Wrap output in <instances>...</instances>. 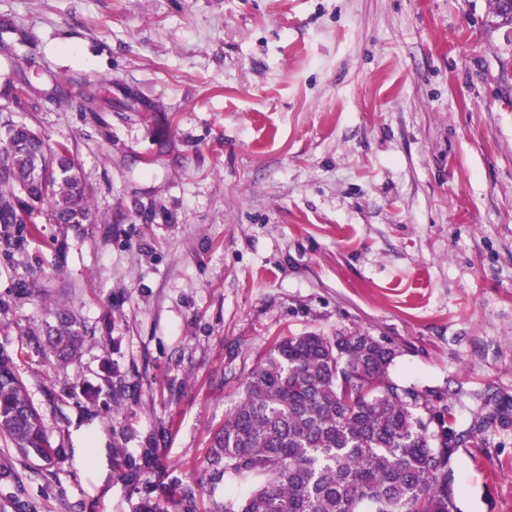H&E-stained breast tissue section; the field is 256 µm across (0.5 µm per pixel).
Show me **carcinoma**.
<instances>
[{"label":"carcinoma","mask_w":512,"mask_h":512,"mask_svg":"<svg viewBox=\"0 0 512 512\" xmlns=\"http://www.w3.org/2000/svg\"><path fill=\"white\" fill-rule=\"evenodd\" d=\"M0 259L41 239L47 224H94L91 190L74 154L0 113ZM44 275L25 270L16 288L31 293ZM36 351L59 364L79 353L88 330L66 306L53 312ZM394 353L355 332L275 339L243 382L224 425L212 433L206 464L161 503L152 496L156 449H114V464L144 495L135 512H452L446 429H431L419 396L388 379ZM0 512H40L25 496L14 453L53 468L40 412L19 378L15 354L0 347ZM251 482L239 499L231 487Z\"/></svg>","instance_id":"cac0c4a2"}]
</instances>
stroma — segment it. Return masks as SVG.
Instances as JSON below:
<instances>
[{
  "instance_id": "obj_1",
  "label": "stroma",
  "mask_w": 512,
  "mask_h": 512,
  "mask_svg": "<svg viewBox=\"0 0 512 512\" xmlns=\"http://www.w3.org/2000/svg\"><path fill=\"white\" fill-rule=\"evenodd\" d=\"M0 95L68 143L96 223L49 224L0 346L65 456L41 512H133L112 451L189 482L271 341L361 331L445 411L453 512H512V21L494 0H0ZM65 261L52 268L56 251ZM88 334L34 350L55 304ZM480 467H473V455Z\"/></svg>"
}]
</instances>
